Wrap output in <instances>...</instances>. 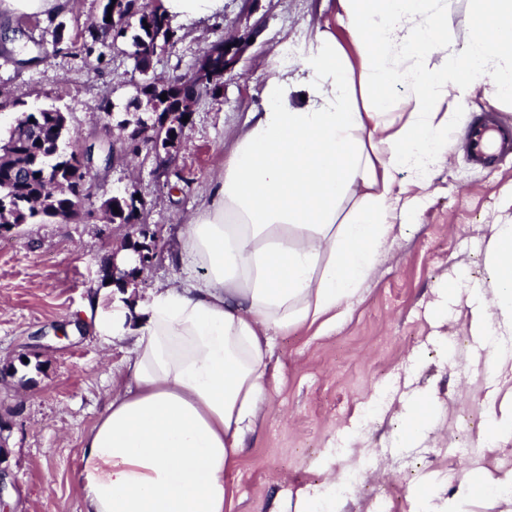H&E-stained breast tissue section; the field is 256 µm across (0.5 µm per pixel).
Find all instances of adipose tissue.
<instances>
[{
  "instance_id": "obj_1",
  "label": "adipose tissue",
  "mask_w": 512,
  "mask_h": 512,
  "mask_svg": "<svg viewBox=\"0 0 512 512\" xmlns=\"http://www.w3.org/2000/svg\"><path fill=\"white\" fill-rule=\"evenodd\" d=\"M451 2L336 0V27L301 51L300 82L272 62L260 109L188 221L185 250L202 277L137 301L110 283L89 294L87 328L133 348L82 439L83 512H231L236 457L270 385L272 334L350 315L396 226L413 221V188L448 153L442 99L462 105L480 88L512 97V0H482L462 53L447 36ZM490 260L472 301L493 307L475 334L495 366L512 357V224Z\"/></svg>"
}]
</instances>
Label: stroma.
<instances>
[{
    "label": "stroma",
    "mask_w": 512,
    "mask_h": 512,
    "mask_svg": "<svg viewBox=\"0 0 512 512\" xmlns=\"http://www.w3.org/2000/svg\"><path fill=\"white\" fill-rule=\"evenodd\" d=\"M100 10L101 0H69L49 20L0 17L8 47L0 54V139L19 102L54 106L101 165L98 203L84 220L52 219L0 235V447L15 483L11 512H82L81 438L130 357L127 342L104 344L75 324L103 284L105 260L138 239L133 227L107 223L100 201L138 193L148 203L147 223L161 227L163 250L129 281L132 298L178 285L187 270V219L211 193L235 132L258 104L271 57L300 81L302 44L335 20L322 0H224L222 16L174 19L180 39L154 59L157 76L191 72L222 37L237 62L222 95L195 104L176 166L164 177L151 155H125L124 131L92 109L105 98L124 112L140 81L129 44L106 48L100 62L86 57L84 31ZM419 193L415 222L389 243L350 317L319 334L303 327L275 335V379L237 457L232 512H272L297 491L353 470L359 478L338 498L339 512H431L466 476L492 492L462 501L460 512H512V497L494 492L512 484V435L491 441L484 432L489 416L512 419V359L486 369L467 294L488 279L498 225L512 222V165L475 169L458 144ZM450 285L455 291L440 307ZM460 335L467 338L462 352ZM422 396L426 429L399 447ZM333 449L336 459L322 466Z\"/></svg>",
    "instance_id": "obj_1"
}]
</instances>
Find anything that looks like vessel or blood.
Instances as JSON below:
<instances>
[{
  "instance_id": "vessel-or-blood-1",
  "label": "vessel or blood",
  "mask_w": 512,
  "mask_h": 512,
  "mask_svg": "<svg viewBox=\"0 0 512 512\" xmlns=\"http://www.w3.org/2000/svg\"><path fill=\"white\" fill-rule=\"evenodd\" d=\"M461 139L474 168L493 171L512 161V123L502 121L498 114L473 115Z\"/></svg>"
}]
</instances>
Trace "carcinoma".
Masks as SVG:
<instances>
[{
	"instance_id": "obj_1",
	"label": "carcinoma",
	"mask_w": 512,
	"mask_h": 512,
	"mask_svg": "<svg viewBox=\"0 0 512 512\" xmlns=\"http://www.w3.org/2000/svg\"><path fill=\"white\" fill-rule=\"evenodd\" d=\"M137 19V32L131 37L132 52L135 59V69H140L146 63L143 58L146 50L158 43L162 48H172L180 40L178 29L172 25L170 16L163 6L159 5L144 12H132L129 20L114 31V41L126 37L130 28V19ZM232 66L233 62H224L220 54L212 60L211 72L206 84L210 96L220 95L224 87V66ZM185 87H170L165 90L167 99L153 94L149 86L139 88L138 95L126 106L133 111L135 122L140 125L150 124L152 135L157 142L169 138V129L163 128L160 114L163 112L179 111L180 96L186 92ZM54 107H39L21 111L20 117L10 128L6 140L0 144L11 147L16 151L18 162H0V225L10 223L11 218L20 215L28 217L27 223L32 224L55 218L71 204V198L64 191H53L52 183L70 184L74 191L82 193L85 214H90L88 207L93 204L91 187H80L81 177L78 174L79 157L83 148L76 144L70 145V150L60 149V144L51 146L47 141L58 136L70 135V130L60 133L53 131L56 118L52 113ZM118 207L119 213L114 214L118 224H129L140 219V212L134 203L128 202L122 196H113L105 200L101 209L113 214V207Z\"/></svg>"
}]
</instances>
